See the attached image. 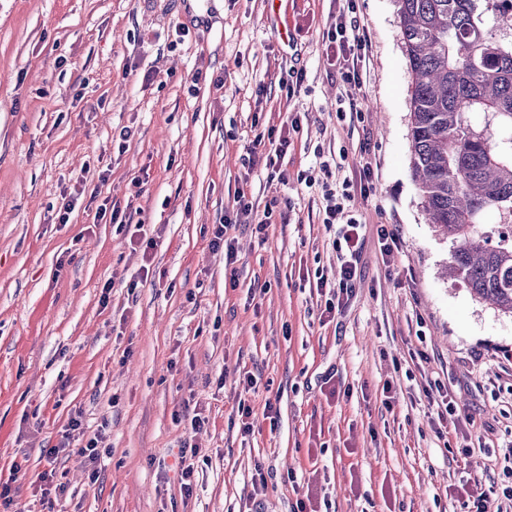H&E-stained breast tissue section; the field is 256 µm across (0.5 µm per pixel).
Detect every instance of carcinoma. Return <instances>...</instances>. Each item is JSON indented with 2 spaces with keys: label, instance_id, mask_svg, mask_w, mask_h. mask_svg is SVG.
Wrapping results in <instances>:
<instances>
[{
  "label": "carcinoma",
  "instance_id": "carcinoma-1",
  "mask_svg": "<svg viewBox=\"0 0 512 512\" xmlns=\"http://www.w3.org/2000/svg\"><path fill=\"white\" fill-rule=\"evenodd\" d=\"M394 2L411 75L412 179L452 244L450 273L512 314V233L491 245L477 232L491 210L512 224V0Z\"/></svg>",
  "mask_w": 512,
  "mask_h": 512
}]
</instances>
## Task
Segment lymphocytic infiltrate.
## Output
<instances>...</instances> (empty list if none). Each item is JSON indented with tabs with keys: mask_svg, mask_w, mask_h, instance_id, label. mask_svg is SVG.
I'll return each instance as SVG.
<instances>
[{
	"mask_svg": "<svg viewBox=\"0 0 512 512\" xmlns=\"http://www.w3.org/2000/svg\"><path fill=\"white\" fill-rule=\"evenodd\" d=\"M356 0H344L342 8L334 23L324 33V38L333 49L339 60L341 70L344 100H347L350 111H358L365 94L363 92V62L366 58L367 39L355 17ZM301 129L299 118H289L279 136L269 138L257 137L249 150V163H262L269 174H277L280 165L288 153L293 134ZM315 162L320 171L319 177L305 176L307 184H316L321 193V222L326 227H333L337 235L333 239L336 257L340 264V276L337 279H328L325 275H317L313 286L317 292L324 296L325 303L322 311L324 319H334L337 310L348 302L353 294L354 282L357 278V264L364 244V224L352 211L350 202L353 198L352 186H359L360 190H367L373 180V170L370 165H361L359 169L358 184H351L350 180H343L336 184L332 181V158L324 156L323 152H316ZM273 217L272 208L257 211L252 201L246 195H239L237 209L234 216L225 218L224 222L215 225L210 239L212 250L224 253L226 265H233L236 261L235 247L227 232L239 224L248 225L258 239H265L266 229ZM428 398L432 404L435 417L433 422L437 433L449 431L461 434L459 449L462 455H469L473 445L469 437L463 436L462 431L469 424L471 417L465 413L455 401L453 392L442 382H434L429 387ZM85 433L80 416H72L68 422L62 439L58 446L42 449L41 455L48 463L46 470L38 473L37 481L41 490L40 502L45 512H56L54 498L63 494V484L55 483L56 471L54 463L61 451L69 447L72 439L83 436Z\"/></svg>",
	"mask_w": 512,
	"mask_h": 512,
	"instance_id": "1",
	"label": "lymphocytic infiltrate"
}]
</instances>
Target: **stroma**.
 <instances>
[{
  "label": "stroma",
  "mask_w": 512,
  "mask_h": 512,
  "mask_svg": "<svg viewBox=\"0 0 512 512\" xmlns=\"http://www.w3.org/2000/svg\"><path fill=\"white\" fill-rule=\"evenodd\" d=\"M369 41L360 112L322 39L338 0H288L287 49L270 0H0V481L10 512H39L40 451L74 413L102 435L91 475L59 457L63 512H240L256 468L260 512L313 496L328 512H464L451 489L501 482L512 463V315L443 274L451 244L429 224L410 173L411 77L394 0H357ZM188 29L177 39L176 27ZM304 69L299 96L279 81ZM153 72L144 81V72ZM303 129L284 176L246 170L257 136L290 113ZM133 135L125 147L112 137ZM371 162L355 294L334 319L308 277L338 272L316 149ZM81 190L68 224L60 191ZM276 203L266 242L230 229L236 278L209 245L237 208ZM155 238L152 283L129 290L140 255L98 219L101 200ZM402 248L384 264L380 226ZM110 293H103L107 280ZM258 380L241 396L240 373ZM448 383L473 417L467 456L440 438L422 392ZM393 402L384 405V384ZM253 408L239 434L237 405ZM279 407L277 423L264 414ZM205 424L192 429L194 414ZM199 450L184 495L180 450Z\"/></svg>",
  "instance_id": "stroma-1"
}]
</instances>
